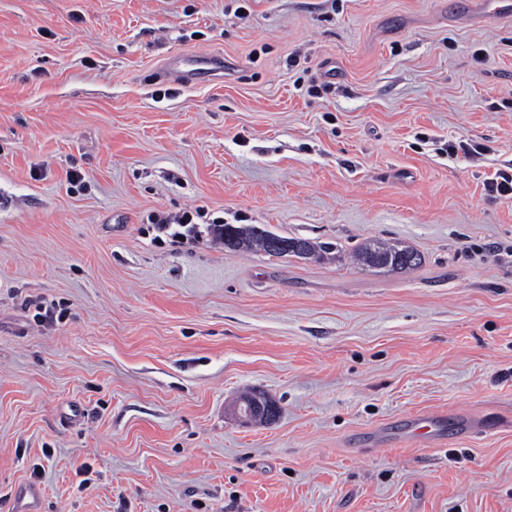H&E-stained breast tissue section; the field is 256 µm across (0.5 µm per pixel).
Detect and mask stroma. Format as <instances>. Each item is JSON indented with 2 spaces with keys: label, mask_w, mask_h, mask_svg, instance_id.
<instances>
[{
  "label": "stroma",
  "mask_w": 512,
  "mask_h": 512,
  "mask_svg": "<svg viewBox=\"0 0 512 512\" xmlns=\"http://www.w3.org/2000/svg\"><path fill=\"white\" fill-rule=\"evenodd\" d=\"M444 2L0 0V512H512V17ZM417 411L446 446L354 451ZM205 64L210 66L211 70L223 72L224 58L219 54L196 53L190 55H177L167 58L166 73L179 84H190L191 66ZM214 232L216 235L224 241V247L230 250L249 252L253 250L263 251L268 255L276 257L284 256H295L301 259L318 258L316 260H324L328 258L336 247L331 243L312 241L310 239H298V238H283L277 236L284 244H288V247H282L281 242L278 239H272L270 241L271 250L279 251L273 254L269 248V240L271 237L270 232L260 230L256 227L249 225L236 226L234 224H213ZM304 242L309 250L312 252V256L304 255L301 252H297L294 248L290 247L291 242ZM414 257L411 262L406 257ZM359 264L368 268L384 269L393 273H406L416 269L422 262L421 255L412 248L400 243L370 240L361 244L355 251ZM237 410L245 421H262L272 420L275 413L274 405L265 397L260 395H252L243 404L237 406ZM40 493L34 486H25L14 495L16 512H40Z\"/></svg>",
  "instance_id": "1"
}]
</instances>
